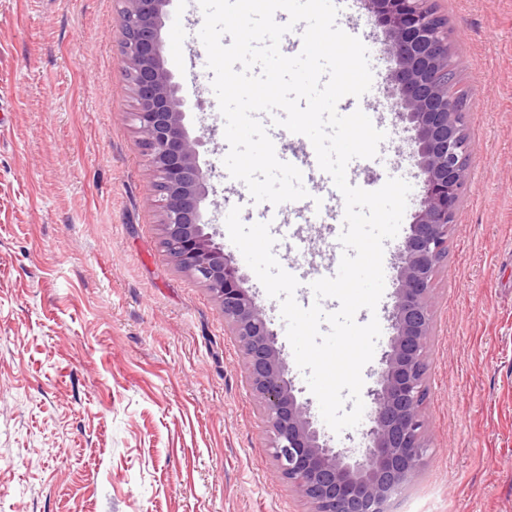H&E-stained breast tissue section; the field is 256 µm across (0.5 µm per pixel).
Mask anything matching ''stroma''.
<instances>
[{"label":"stroma","mask_w":512,"mask_h":512,"mask_svg":"<svg viewBox=\"0 0 512 512\" xmlns=\"http://www.w3.org/2000/svg\"><path fill=\"white\" fill-rule=\"evenodd\" d=\"M452 62L473 91L466 114L468 187L435 279L428 349L430 422L423 473L389 512H512V0H435ZM121 0H0V512H307L278 480L244 359L208 290L163 252L148 203L134 99L121 66ZM199 0H171L165 65L189 104L203 204L284 355L281 302L269 297L224 213L255 222L246 184L230 176L225 120L198 37ZM355 30L379 77L357 100L389 129L380 162L356 175L412 190L376 311L392 329L398 244L420 209L417 168L398 150L387 35L359 7ZM273 252L314 279L339 266L334 225L288 224Z\"/></svg>","instance_id":"stroma-1"}]
</instances>
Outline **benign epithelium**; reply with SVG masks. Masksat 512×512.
Returning a JSON list of instances; mask_svg holds the SVG:
<instances>
[{
	"label": "benign epithelium",
	"mask_w": 512,
	"mask_h": 512,
	"mask_svg": "<svg viewBox=\"0 0 512 512\" xmlns=\"http://www.w3.org/2000/svg\"><path fill=\"white\" fill-rule=\"evenodd\" d=\"M120 61L135 101L134 121L148 156V198L161 214V247L178 269L203 283L237 338L245 382L265 423L276 477L297 489L309 512H382L426 465L427 348L437 304L434 279L448 256L467 189L469 151L462 125L470 89L453 75L449 31L429 0H365L388 36L394 62L393 111L413 134L411 155L421 208L398 248L393 335L371 390L363 448H331L294 393L287 362L263 309L243 287L237 265L206 231L201 203L211 170L199 164V139L184 124L186 99L165 67L161 29L171 0H122Z\"/></svg>",
	"instance_id": "obj_1"
}]
</instances>
